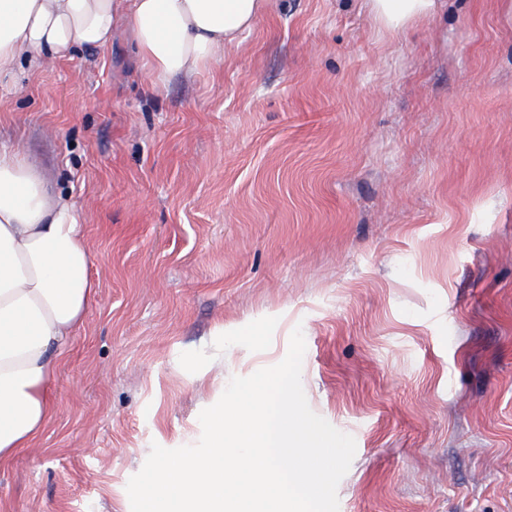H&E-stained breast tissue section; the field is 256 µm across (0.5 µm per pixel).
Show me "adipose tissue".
Instances as JSON below:
<instances>
[{
    "label": "adipose tissue",
    "mask_w": 512,
    "mask_h": 512,
    "mask_svg": "<svg viewBox=\"0 0 512 512\" xmlns=\"http://www.w3.org/2000/svg\"><path fill=\"white\" fill-rule=\"evenodd\" d=\"M269 0H0V87L76 48L106 49L126 25L157 86L190 78L240 45ZM398 36L441 0H364ZM80 206L48 189L17 146L0 143V463L30 447L54 413L50 386L95 298Z\"/></svg>",
    "instance_id": "adipose-tissue-1"
}]
</instances>
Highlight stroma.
Returning a JSON list of instances; mask_svg holds the SVG:
<instances>
[{
  "label": "stroma",
  "mask_w": 512,
  "mask_h": 512,
  "mask_svg": "<svg viewBox=\"0 0 512 512\" xmlns=\"http://www.w3.org/2000/svg\"><path fill=\"white\" fill-rule=\"evenodd\" d=\"M512 0L396 38L363 0H270L218 75L154 87L126 30L20 66L0 137L83 209L96 297L0 512H131L294 329L351 435L339 512H512Z\"/></svg>",
  "instance_id": "35a3bbf8"
}]
</instances>
